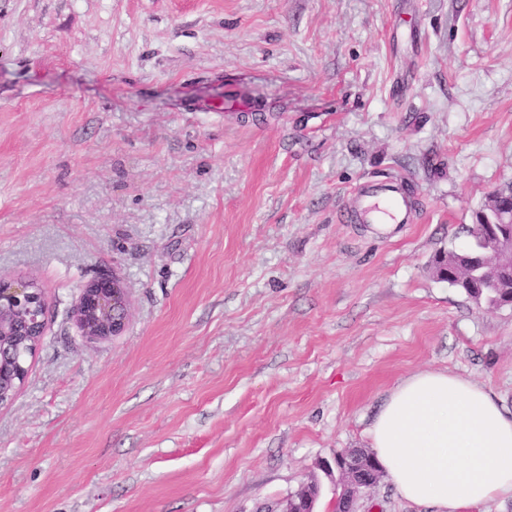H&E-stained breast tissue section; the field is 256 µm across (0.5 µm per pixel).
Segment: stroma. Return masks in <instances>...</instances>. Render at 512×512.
Masks as SVG:
<instances>
[{
  "instance_id": "stroma-1",
  "label": "stroma",
  "mask_w": 512,
  "mask_h": 512,
  "mask_svg": "<svg viewBox=\"0 0 512 512\" xmlns=\"http://www.w3.org/2000/svg\"><path fill=\"white\" fill-rule=\"evenodd\" d=\"M394 182L389 235L344 203ZM512 183V0H0V275L46 306L0 512H275L402 379L512 414V307L433 277ZM119 278L126 332L81 336ZM120 282L99 277L82 286L73 318L83 336L106 339L121 336L129 317V300Z\"/></svg>"
}]
</instances>
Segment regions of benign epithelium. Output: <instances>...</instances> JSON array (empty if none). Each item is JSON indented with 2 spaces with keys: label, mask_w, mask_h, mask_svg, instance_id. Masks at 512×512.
Wrapping results in <instances>:
<instances>
[{
  "label": "benign epithelium",
  "mask_w": 512,
  "mask_h": 512,
  "mask_svg": "<svg viewBox=\"0 0 512 512\" xmlns=\"http://www.w3.org/2000/svg\"><path fill=\"white\" fill-rule=\"evenodd\" d=\"M496 206L491 216H484L480 225L469 229L493 242L489 251L480 250L467 256L470 288H483L499 277H512V196L504 198L493 193ZM129 317L126 289L115 278L99 277L82 286L73 318L81 334L91 339L121 336ZM45 305L41 290L31 280L6 279L0 276V402L15 394L14 350L5 340L17 336H42ZM324 467L336 468L347 475L336 492V512H360V501L371 494L382 477L372 461L357 454L335 456Z\"/></svg>",
  "instance_id": "1"
}]
</instances>
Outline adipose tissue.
<instances>
[{"mask_svg":"<svg viewBox=\"0 0 512 512\" xmlns=\"http://www.w3.org/2000/svg\"><path fill=\"white\" fill-rule=\"evenodd\" d=\"M368 433L380 467L411 503L466 512L512 497V415L485 385L440 371L411 375Z\"/></svg>","mask_w":512,"mask_h":512,"instance_id":"1","label":"adipose tissue"}]
</instances>
